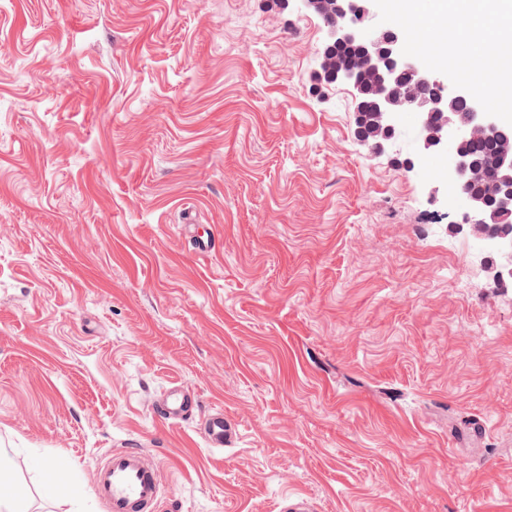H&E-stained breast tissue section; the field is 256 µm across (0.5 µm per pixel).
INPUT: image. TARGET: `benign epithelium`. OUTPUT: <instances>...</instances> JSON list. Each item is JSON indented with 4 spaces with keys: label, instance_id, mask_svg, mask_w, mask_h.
Here are the masks:
<instances>
[{
    "label": "benign epithelium",
    "instance_id": "1",
    "mask_svg": "<svg viewBox=\"0 0 512 512\" xmlns=\"http://www.w3.org/2000/svg\"><path fill=\"white\" fill-rule=\"evenodd\" d=\"M303 8L320 17L328 31V43L364 44V50L350 63L336 62L329 68L320 62V70L334 82L348 85L360 95L363 81L372 80L376 87L372 136L359 141L382 152L401 134V116L414 112L420 118V154L446 153L451 156L431 188L437 198L444 183H462L470 175L492 176L490 196L470 195L456 215L453 225L481 244L483 267L492 282L501 287L512 282V136L509 125L487 116L476 100L470 112L455 111L453 101L468 92L454 87L448 77L428 70L423 63L402 54L403 42L393 32L392 24H375L374 0H299ZM434 83L444 93L424 99L417 94L423 84ZM495 142V150L482 163H474L463 149L470 139Z\"/></svg>",
    "mask_w": 512,
    "mask_h": 512
}]
</instances>
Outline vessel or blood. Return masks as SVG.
Returning <instances> with one entry per match:
<instances>
[{
	"instance_id": "vessel-or-blood-1",
	"label": "vessel or blood",
	"mask_w": 512,
	"mask_h": 512,
	"mask_svg": "<svg viewBox=\"0 0 512 512\" xmlns=\"http://www.w3.org/2000/svg\"><path fill=\"white\" fill-rule=\"evenodd\" d=\"M157 417L173 427L196 423L208 447L218 450L238 438L236 422L223 409L200 413L198 395L177 384L159 396ZM163 490L160 468L143 449H113L96 466L93 491L107 512H158Z\"/></svg>"
}]
</instances>
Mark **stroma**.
I'll use <instances>...</instances> for the list:
<instances>
[{"label":"stroma","mask_w":512,"mask_h":512,"mask_svg":"<svg viewBox=\"0 0 512 512\" xmlns=\"http://www.w3.org/2000/svg\"><path fill=\"white\" fill-rule=\"evenodd\" d=\"M264 2L0 0V492L106 512L135 444L163 512H512V287L431 200L445 157L361 146L322 20ZM173 383L233 449L156 421ZM163 490L160 468L142 448H115L97 463L93 491L107 512H158Z\"/></svg>","instance_id":"stroma-1"}]
</instances>
